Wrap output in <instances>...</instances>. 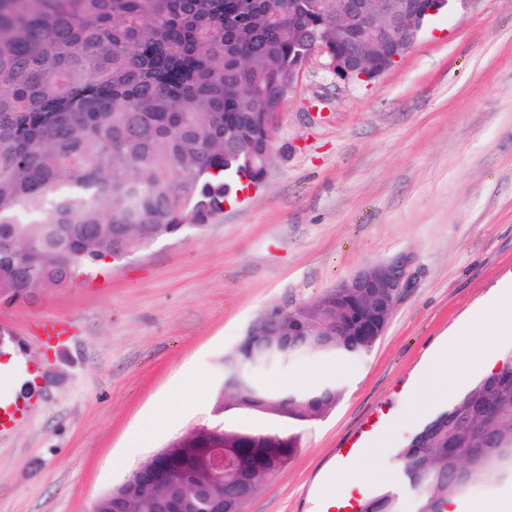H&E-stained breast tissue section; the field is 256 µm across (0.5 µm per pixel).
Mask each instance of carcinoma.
<instances>
[{
  "label": "carcinoma",
  "instance_id": "obj_1",
  "mask_svg": "<svg viewBox=\"0 0 512 512\" xmlns=\"http://www.w3.org/2000/svg\"><path fill=\"white\" fill-rule=\"evenodd\" d=\"M349 0H0V300L65 285L141 240L202 231L224 215L236 185L261 176L270 140L262 114L284 101L290 75L315 44L327 60L352 41L336 32ZM336 302V333L297 341L302 356L356 361L379 337L351 288L296 306L313 330ZM232 354L213 420L168 443L174 474L193 472L207 449L261 483L288 467L298 438L243 430L224 410L286 424L328 414L344 388L274 390L257 372L248 337ZM496 439L498 451L470 448ZM415 512H448L470 488L512 483V362L428 417L397 451ZM361 512H399L395 495L363 499Z\"/></svg>",
  "mask_w": 512,
  "mask_h": 512
}]
</instances>
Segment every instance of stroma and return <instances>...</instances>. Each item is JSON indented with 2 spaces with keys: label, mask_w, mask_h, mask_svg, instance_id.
Listing matches in <instances>:
<instances>
[{
  "label": "stroma",
  "mask_w": 512,
  "mask_h": 512,
  "mask_svg": "<svg viewBox=\"0 0 512 512\" xmlns=\"http://www.w3.org/2000/svg\"><path fill=\"white\" fill-rule=\"evenodd\" d=\"M403 260L412 286L360 362L304 359L273 388L339 380L325 417L289 426L300 447L243 512H325L321 488L370 432L379 459L425 417L409 414L433 348L512 275V0H451L371 83L311 62L276 117L260 186L222 218L74 281L0 301V330L38 375L14 393L29 418L0 438V512H91L169 441L206 422L224 356L270 306L295 307L356 272ZM61 322L59 340L44 335ZM202 404L142 447L131 433L191 378ZM121 460L105 468L107 458Z\"/></svg>",
  "instance_id": "35a3bbf8"
}]
</instances>
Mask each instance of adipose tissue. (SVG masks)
<instances>
[{
	"instance_id": "obj_1",
	"label": "adipose tissue",
	"mask_w": 512,
	"mask_h": 512,
	"mask_svg": "<svg viewBox=\"0 0 512 512\" xmlns=\"http://www.w3.org/2000/svg\"><path fill=\"white\" fill-rule=\"evenodd\" d=\"M476 332L482 336V350L474 356L467 351V340ZM511 334L512 289L507 288L495 303L483 310L480 318L437 345L427 361L423 377L411 394L410 411L422 410L432 400L454 396L467 382L473 368L493 371L494 364L488 352L499 337ZM387 440V434H372L369 446L362 448L355 465L336 470L332 478L336 496L329 499V506H343L352 489L388 480V472L374 461Z\"/></svg>"
}]
</instances>
